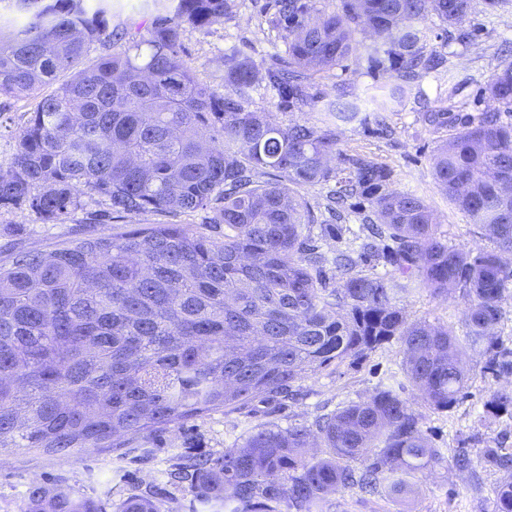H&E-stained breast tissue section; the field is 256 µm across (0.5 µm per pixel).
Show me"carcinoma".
I'll list each match as a JSON object with an SVG mask.
<instances>
[{"instance_id": "obj_1", "label": "carcinoma", "mask_w": 512, "mask_h": 512, "mask_svg": "<svg viewBox=\"0 0 512 512\" xmlns=\"http://www.w3.org/2000/svg\"><path fill=\"white\" fill-rule=\"evenodd\" d=\"M150 2L165 15L133 34L112 26V0H0V94L53 87L0 170V209L26 207L45 224L87 200L116 222L210 211L203 224L117 225L0 264V452H118L215 411L280 406L307 375L394 339L406 380L435 411L458 401L470 349L482 348L487 372L512 374L497 334L512 284V123L501 119L512 63L484 88L486 111L423 114L448 129L434 179L493 244L476 255L448 244L424 199L389 189V168L336 150L333 126L357 118L358 97L343 90L318 123L285 126L249 103L264 89L284 109L308 104L304 81L340 65L362 32L375 39L368 68L387 76L370 95L385 112L421 63L416 23L435 15L457 28L471 0H339L331 12L321 0H275L269 24L285 54L260 66L226 52L220 82L197 79L181 37L224 18L228 0ZM105 40L120 51L91 55ZM332 181L330 210L367 203L355 257L338 248L327 258L321 241L341 244L350 227L319 222L301 194ZM457 289L464 338L410 319V296ZM484 407L512 415V389ZM422 420L378 388L309 424H258L218 455L179 459L167 483L188 487L204 512H322L352 488L400 495L443 463ZM316 438L322 455L309 452ZM482 458L512 468L508 448ZM160 494L133 493L116 512H161ZM108 508L59 480L30 485L21 512ZM493 512H512V481Z\"/></svg>"}]
</instances>
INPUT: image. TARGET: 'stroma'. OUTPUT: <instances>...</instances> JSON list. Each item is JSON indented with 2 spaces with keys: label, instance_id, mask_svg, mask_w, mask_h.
<instances>
[{
  "label": "stroma",
  "instance_id": "35a3bbf8",
  "mask_svg": "<svg viewBox=\"0 0 512 512\" xmlns=\"http://www.w3.org/2000/svg\"><path fill=\"white\" fill-rule=\"evenodd\" d=\"M274 0H230L224 19L204 29H186L182 35L185 59L204 80L218 76V65L225 52L238 50L257 64L265 65L285 51V44L268 19ZM425 33V56L439 58V65L420 72L404 96L387 114L389 131L381 135L373 122L374 109L367 96L373 85L383 82L380 72L368 69L365 57L372 44L359 37L352 56L333 70L311 79L307 93L310 105L302 110H283L270 95H254L252 105L272 112L277 122H316L323 102L335 99L338 89L353 92L362 100V121L339 126L337 148L347 154H361L389 167L393 189L423 198L437 217L439 229L449 244L477 253L490 244L477 225L449 202L432 176L433 155L440 142V131L424 124L422 112L474 114L487 108L482 90L497 69L512 62V0L497 12L486 11L482 0L459 31L448 30L437 17L420 23ZM38 101L37 96H0V169H8L16 151L15 134L22 128ZM99 204L92 203L54 224L42 223L27 208L0 209V258L18 248L43 250L49 245L74 239L82 225L100 234L112 231V224L98 220ZM461 294L412 298L408 311L412 318L432 324H445L456 336L466 332L460 308ZM399 343L384 345L359 361L322 370L295 383L296 395L284 401L273 413L252 402L230 413L213 412L136 439L135 449L126 456L88 449L66 459L25 448L0 452V512H20L28 484L65 480L79 492L92 497H109L119 504L130 494L149 485L163 484L164 471L176 456L187 458L218 454L241 442L260 422L280 425L313 420L353 401L366 399L375 388L401 383L402 398L424 415L425 433L443 452L446 462L424 471L414 480L412 494L402 497L361 500L356 492L344 490L333 495L330 512H492L495 490L512 479V472L484 463V447L512 448V417L486 411L484 403L491 390L512 387V375L495 377L484 372L480 357H472L469 378L459 402L450 410L426 409L411 387L405 386ZM466 450L473 467L461 471L448 463L457 450Z\"/></svg>",
  "mask_w": 512,
  "mask_h": 512
}]
</instances>
